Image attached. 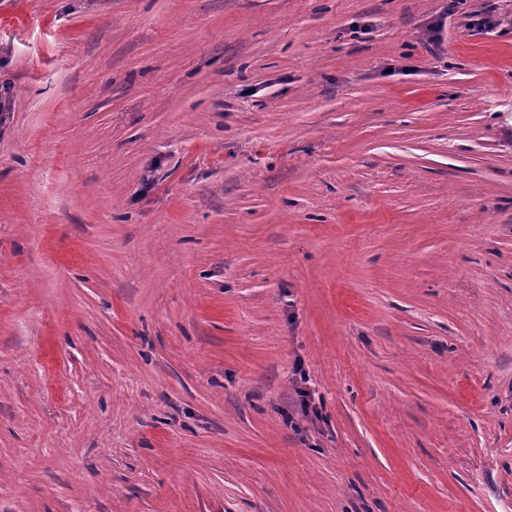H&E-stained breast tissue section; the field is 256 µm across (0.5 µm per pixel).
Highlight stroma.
Wrapping results in <instances>:
<instances>
[{
  "label": "stroma",
  "instance_id": "obj_1",
  "mask_svg": "<svg viewBox=\"0 0 512 512\" xmlns=\"http://www.w3.org/2000/svg\"><path fill=\"white\" fill-rule=\"evenodd\" d=\"M1 101L0 512H512V0H0Z\"/></svg>",
  "mask_w": 512,
  "mask_h": 512
}]
</instances>
